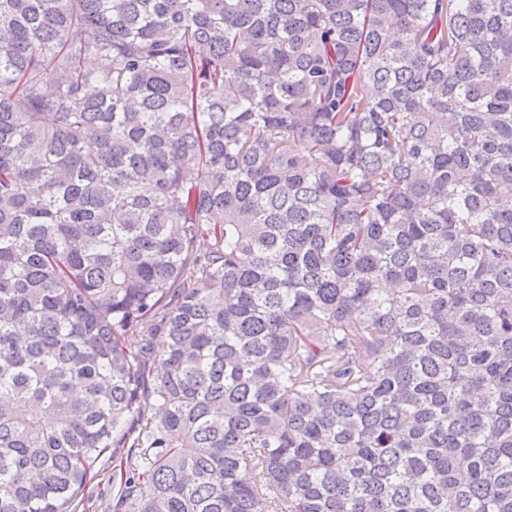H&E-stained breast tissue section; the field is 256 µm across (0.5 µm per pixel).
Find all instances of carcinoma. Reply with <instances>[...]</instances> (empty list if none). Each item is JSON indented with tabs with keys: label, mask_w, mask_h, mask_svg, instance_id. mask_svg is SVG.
I'll use <instances>...</instances> for the list:
<instances>
[{
	"label": "carcinoma",
	"mask_w": 512,
	"mask_h": 512,
	"mask_svg": "<svg viewBox=\"0 0 512 512\" xmlns=\"http://www.w3.org/2000/svg\"><path fill=\"white\" fill-rule=\"evenodd\" d=\"M109 458L512 512V0H0V512Z\"/></svg>",
	"instance_id": "1"
}]
</instances>
